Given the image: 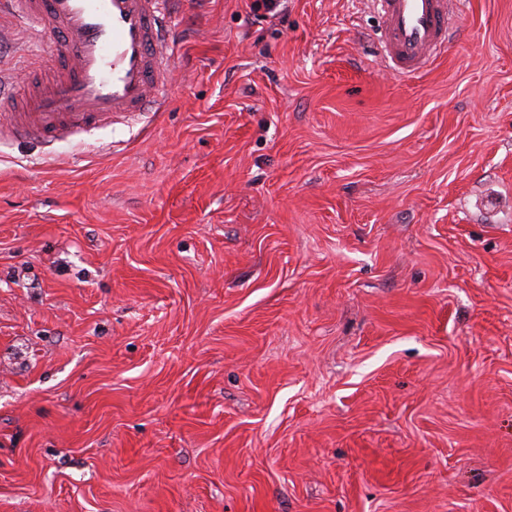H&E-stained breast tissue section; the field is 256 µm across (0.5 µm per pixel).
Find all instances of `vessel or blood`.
I'll list each match as a JSON object with an SVG mask.
<instances>
[{
  "instance_id": "obj_1",
  "label": "vessel or blood",
  "mask_w": 512,
  "mask_h": 512,
  "mask_svg": "<svg viewBox=\"0 0 512 512\" xmlns=\"http://www.w3.org/2000/svg\"><path fill=\"white\" fill-rule=\"evenodd\" d=\"M457 3L370 0L380 56L393 73L416 75L443 55ZM0 14L47 27L58 43L31 97L0 94V137L53 142L164 106L175 48L166 0H0Z\"/></svg>"
}]
</instances>
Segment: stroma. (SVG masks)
<instances>
[{
	"mask_svg": "<svg viewBox=\"0 0 512 512\" xmlns=\"http://www.w3.org/2000/svg\"><path fill=\"white\" fill-rule=\"evenodd\" d=\"M286 6L178 0L164 112L0 143V512H512V0L412 78ZM280 0H251L249 4L250 13L258 20H267L270 18L279 19L284 22L286 18V9L279 8ZM262 11V13H259Z\"/></svg>",
	"mask_w": 512,
	"mask_h": 512,
	"instance_id": "35a3bbf8",
	"label": "stroma"
}]
</instances>
